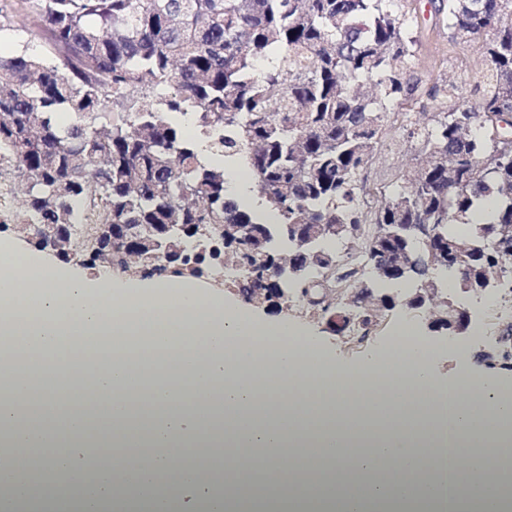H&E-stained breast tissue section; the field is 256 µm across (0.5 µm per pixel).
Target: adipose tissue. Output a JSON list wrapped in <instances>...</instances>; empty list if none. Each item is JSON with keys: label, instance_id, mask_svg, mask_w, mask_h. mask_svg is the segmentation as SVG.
I'll return each mask as SVG.
<instances>
[{"label": "adipose tissue", "instance_id": "1", "mask_svg": "<svg viewBox=\"0 0 512 512\" xmlns=\"http://www.w3.org/2000/svg\"><path fill=\"white\" fill-rule=\"evenodd\" d=\"M0 369L51 376L0 386V481L38 449L44 490L84 477L80 512L142 491L141 512H226L227 497L297 502L315 512H507L512 397L476 374L469 350L453 382L432 347L401 329L356 370L318 340L202 290L188 279L123 281L34 254L0 266ZM133 448L161 456L135 462ZM222 466L201 477V456Z\"/></svg>", "mask_w": 512, "mask_h": 512}]
</instances>
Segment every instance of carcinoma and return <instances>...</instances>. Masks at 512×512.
Instances as JSON below:
<instances>
[{
    "label": "carcinoma",
    "mask_w": 512,
    "mask_h": 512,
    "mask_svg": "<svg viewBox=\"0 0 512 512\" xmlns=\"http://www.w3.org/2000/svg\"><path fill=\"white\" fill-rule=\"evenodd\" d=\"M413 0H16L46 33L44 54L0 53V162L22 186L27 223L55 229L56 257L136 274L202 278L227 259L249 302L296 293L341 333L366 337L401 301L431 305L448 331L465 309L446 279L481 294L512 225V0H438L448 41L481 42L486 70L459 83L416 74ZM431 164L364 210V168L387 112ZM431 109L432 124L416 118ZM246 168L258 205L228 195ZM274 213L268 224L262 211ZM365 224L355 253L328 247ZM411 224H432L418 240ZM421 252L434 283L401 295L399 257ZM302 280L275 281L287 263Z\"/></svg>",
    "instance_id": "carcinoma-1"
}]
</instances>
